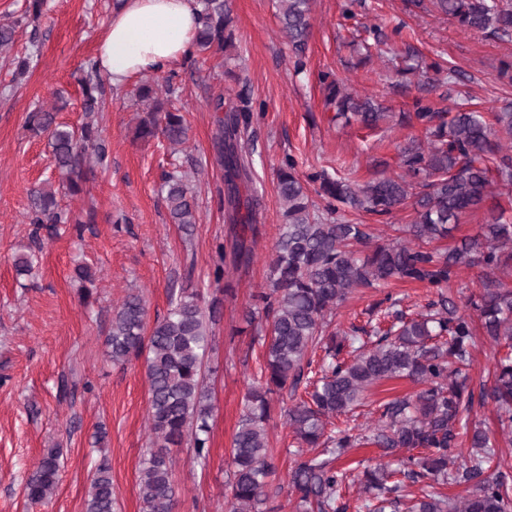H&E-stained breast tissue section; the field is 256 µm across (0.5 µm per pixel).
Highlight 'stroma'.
Wrapping results in <instances>:
<instances>
[{
	"instance_id": "stroma-1",
	"label": "stroma",
	"mask_w": 512,
	"mask_h": 512,
	"mask_svg": "<svg viewBox=\"0 0 512 512\" xmlns=\"http://www.w3.org/2000/svg\"><path fill=\"white\" fill-rule=\"evenodd\" d=\"M111 2L46 0L35 34H20L16 43L17 51L31 56L27 78L12 88L0 69V512H85L90 478L104 455L112 465L116 512H142L139 471L150 445L145 361L114 364L104 341L114 309L130 291L144 296L152 321L166 315L180 291L199 293L205 307L218 298L213 256L228 225L220 204L224 173L211 162L218 115L210 102L242 95L253 106L242 141L252 180L240 191L259 197L261 220L250 263L225 273L236 297L223 303L215 349L206 361L214 405L209 466L197 467L189 446L170 451L178 488L173 512H229L231 442L263 353L244 333L242 313L252 293L266 285L281 222V161L290 155L300 174L325 168L360 184L378 171L399 173L400 145L421 134L392 122L375 130L331 122L323 75L351 93L373 95L394 113L413 111L418 100L438 110L491 112L512 101V82L499 76L500 61H512V40L464 29L407 0H313L311 35L298 58L280 34L279 0H229L232 46L173 65L188 125L183 151L172 152L158 138L137 139L132 97L139 77L107 86L106 165L96 168L85 193L59 200L73 214L93 213L95 221L81 232L64 226L44 238L33 273L18 275L15 260L31 242L28 191L55 177L47 141L24 131L25 116L60 94L67 106L58 121L82 123L78 78L84 60L96 54ZM190 157L203 168L191 176L199 208L188 238L170 223L160 183L163 171ZM81 265L95 275L86 303L76 272ZM388 291L413 312L427 293L400 283L357 292L338 310L334 326L347 328ZM416 390L406 379L371 387L359 409L360 430L375 426L380 404ZM291 403L283 395L272 404L268 433L275 470L262 512H292L296 442L282 416ZM50 448L61 451L58 486L48 502L33 505L25 481Z\"/></svg>"
}]
</instances>
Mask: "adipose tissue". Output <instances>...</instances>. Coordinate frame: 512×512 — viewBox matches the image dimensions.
<instances>
[{
	"label": "adipose tissue",
	"instance_id": "1",
	"mask_svg": "<svg viewBox=\"0 0 512 512\" xmlns=\"http://www.w3.org/2000/svg\"><path fill=\"white\" fill-rule=\"evenodd\" d=\"M196 27V0H125L98 42L97 57L120 85L189 55Z\"/></svg>",
	"mask_w": 512,
	"mask_h": 512
}]
</instances>
